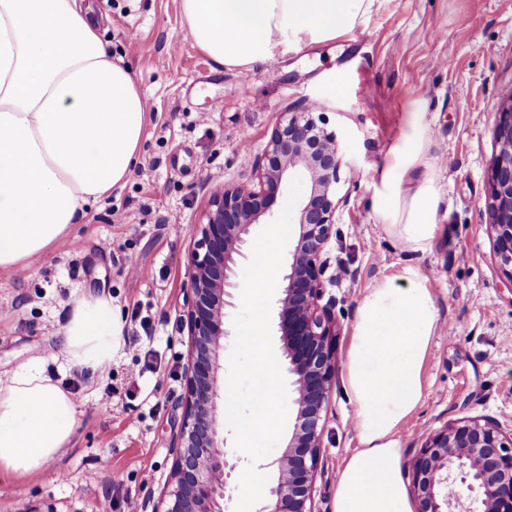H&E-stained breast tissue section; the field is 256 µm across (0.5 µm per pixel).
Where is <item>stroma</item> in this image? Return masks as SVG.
I'll return each mask as SVG.
<instances>
[{
	"label": "stroma",
	"instance_id": "stroma-1",
	"mask_svg": "<svg viewBox=\"0 0 512 512\" xmlns=\"http://www.w3.org/2000/svg\"><path fill=\"white\" fill-rule=\"evenodd\" d=\"M83 5L113 56L129 66L151 116L139 164L72 225L66 246L24 273L0 271V379L47 358L49 374L78 406L69 447L39 476L0 479V512H98L107 497L112 512H141L159 497L181 417L189 345L182 310L195 228L212 188L254 179L285 113L312 100L347 162L325 250L337 358L366 290L405 259L381 230L372 184L405 112L417 106L431 121L427 172L441 188L444 232L415 261L441 329L424 370L425 400L399 425V445L411 460L424 430L461 418L512 430V289L486 205L497 112L512 88V10L500 0H373L336 40L294 42L275 66L238 71L192 45L179 0ZM86 294L109 297L123 326L107 375L62 358L71 308ZM322 422L313 508L333 512L336 477L356 443L341 381Z\"/></svg>",
	"mask_w": 512,
	"mask_h": 512
}]
</instances>
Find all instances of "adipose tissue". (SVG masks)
<instances>
[{"mask_svg":"<svg viewBox=\"0 0 512 512\" xmlns=\"http://www.w3.org/2000/svg\"><path fill=\"white\" fill-rule=\"evenodd\" d=\"M372 0H180L195 47L227 68L276 60L293 41L323 44L355 26ZM150 119L122 60L113 58L81 0H0V271L27 267L66 240L89 204L135 168ZM427 113L412 110L374 185V211L402 250L427 251L442 232L440 189L424 174ZM438 330L428 278L407 262L362 298L344 387L358 446L336 481L334 512H415L395 434L424 400ZM110 299L77 300L65 326L69 364L101 369L118 347ZM73 395L42 357L0 381V475L33 477L68 447Z\"/></svg>","mask_w":512,"mask_h":512,"instance_id":"1","label":"adipose tissue"}]
</instances>
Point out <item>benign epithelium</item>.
Returning <instances> with one entry per match:
<instances>
[{
    "label": "benign epithelium",
    "instance_id": "1",
    "mask_svg": "<svg viewBox=\"0 0 512 512\" xmlns=\"http://www.w3.org/2000/svg\"><path fill=\"white\" fill-rule=\"evenodd\" d=\"M317 103L285 113L264 147L257 182L224 186L209 196L197 225L189 262L184 321L189 347L178 432L170 441V476L151 512H224L231 478L224 462L226 308L232 305L234 256L243 255L251 228L273 214L289 174L302 169L310 192L298 219L278 299L277 327L296 423L288 445L266 464L276 474L258 512H314L316 471L322 453V412L336 378V300L322 302L329 263L324 258L335 226L336 193L344 165L336 133L320 126ZM497 151L488 173L494 249L512 285V95L501 100ZM417 512H512V441L500 425L457 420L423 434L410 461ZM476 495L475 511L462 504L461 487Z\"/></svg>",
    "mask_w": 512,
    "mask_h": 512
}]
</instances>
